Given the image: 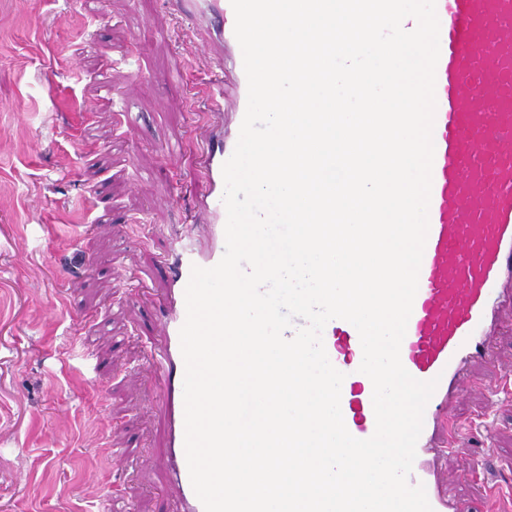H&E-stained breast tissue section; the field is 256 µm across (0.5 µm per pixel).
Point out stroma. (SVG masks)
<instances>
[{"instance_id": "obj_1", "label": "stroma", "mask_w": 512, "mask_h": 512, "mask_svg": "<svg viewBox=\"0 0 512 512\" xmlns=\"http://www.w3.org/2000/svg\"><path fill=\"white\" fill-rule=\"evenodd\" d=\"M200 31L170 0H0V512H103L115 493L172 512L148 362L158 269L205 191ZM471 377L451 410L491 451L440 460L460 512L512 482V307Z\"/></svg>"}]
</instances>
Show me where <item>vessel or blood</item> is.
I'll list each match as a JSON object with an SVG mask.
<instances>
[{"label": "vessel or blood", "mask_w": 512, "mask_h": 512, "mask_svg": "<svg viewBox=\"0 0 512 512\" xmlns=\"http://www.w3.org/2000/svg\"><path fill=\"white\" fill-rule=\"evenodd\" d=\"M175 11L209 21V41L234 28L230 0H172ZM439 58L435 71L434 157L429 229L418 289L400 359L417 380L436 381L423 416L410 484H423L433 512H458L452 485L431 469L434 438L455 433L450 402L472 388V365L488 356L500 310L512 300V0H436ZM237 134H217L203 165L207 194L196 221L171 242L169 286L156 325L153 369L164 377L167 453L159 466L179 512H204L189 475L184 437L185 363L180 329L192 266H215L225 252L222 166ZM323 343L344 373L340 408L358 439L376 427L373 384L359 367L360 336L348 321H329Z\"/></svg>", "instance_id": "1"}]
</instances>
